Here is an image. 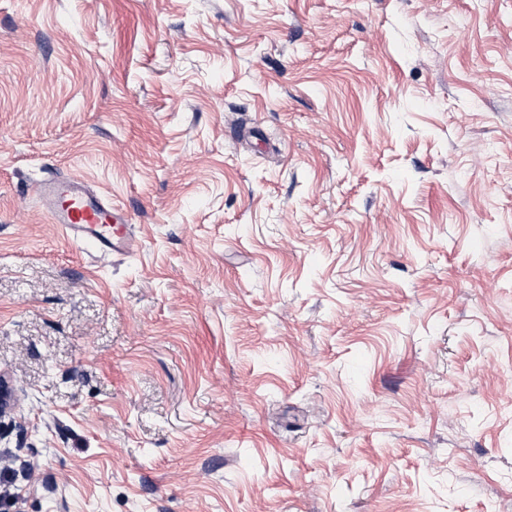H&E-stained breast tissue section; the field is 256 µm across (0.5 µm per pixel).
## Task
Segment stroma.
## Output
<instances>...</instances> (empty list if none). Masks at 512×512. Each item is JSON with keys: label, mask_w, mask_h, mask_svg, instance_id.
<instances>
[{"label": "stroma", "mask_w": 512, "mask_h": 512, "mask_svg": "<svg viewBox=\"0 0 512 512\" xmlns=\"http://www.w3.org/2000/svg\"><path fill=\"white\" fill-rule=\"evenodd\" d=\"M0 375V512H512V0H0ZM39 194L54 224L67 236L91 242L99 251L125 255L134 240L126 231L127 216L120 208L77 177H57L39 187Z\"/></svg>", "instance_id": "35a3bbf8"}]
</instances>
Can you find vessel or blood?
<instances>
[{
  "instance_id": "obj_1",
  "label": "vessel or blood",
  "mask_w": 512,
  "mask_h": 512,
  "mask_svg": "<svg viewBox=\"0 0 512 512\" xmlns=\"http://www.w3.org/2000/svg\"><path fill=\"white\" fill-rule=\"evenodd\" d=\"M39 194L67 236L92 243L102 252H132L134 241L126 230L124 211L77 177L51 179L40 185Z\"/></svg>"
}]
</instances>
